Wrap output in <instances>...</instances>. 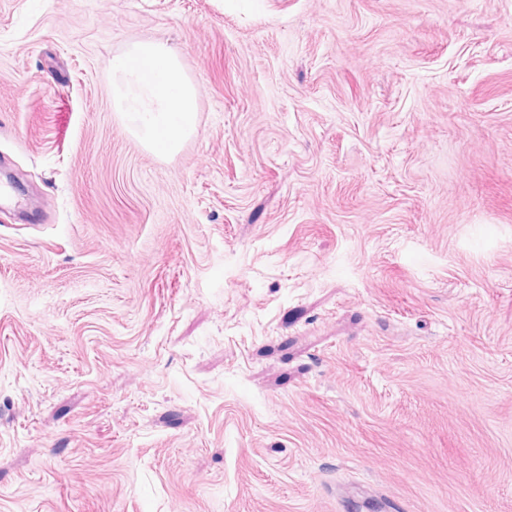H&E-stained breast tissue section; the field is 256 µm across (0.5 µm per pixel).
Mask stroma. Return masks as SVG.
Wrapping results in <instances>:
<instances>
[{
  "mask_svg": "<svg viewBox=\"0 0 512 512\" xmlns=\"http://www.w3.org/2000/svg\"><path fill=\"white\" fill-rule=\"evenodd\" d=\"M11 177L0 512H512V0H0ZM199 89L162 42L133 43L112 58V99L126 130L146 147L177 153L197 126Z\"/></svg>",
  "mask_w": 512,
  "mask_h": 512,
  "instance_id": "35a3bbf8",
  "label": "stroma"
}]
</instances>
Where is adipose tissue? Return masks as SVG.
Wrapping results in <instances>:
<instances>
[{"instance_id": "obj_1", "label": "adipose tissue", "mask_w": 512, "mask_h": 512, "mask_svg": "<svg viewBox=\"0 0 512 512\" xmlns=\"http://www.w3.org/2000/svg\"><path fill=\"white\" fill-rule=\"evenodd\" d=\"M199 89L162 42L133 43L112 59V99L126 130L146 147L177 153L197 126Z\"/></svg>"}]
</instances>
